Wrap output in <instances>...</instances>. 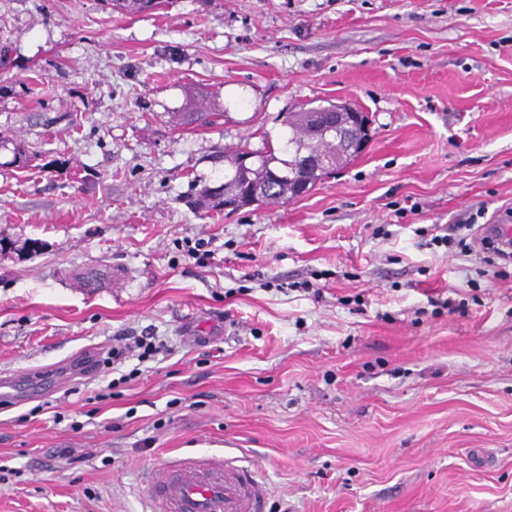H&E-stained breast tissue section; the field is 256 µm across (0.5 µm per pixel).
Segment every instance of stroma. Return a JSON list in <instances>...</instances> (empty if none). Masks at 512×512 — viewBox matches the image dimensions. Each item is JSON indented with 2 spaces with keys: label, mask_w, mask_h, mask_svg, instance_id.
Returning a JSON list of instances; mask_svg holds the SVG:
<instances>
[{
  "label": "stroma",
  "mask_w": 512,
  "mask_h": 512,
  "mask_svg": "<svg viewBox=\"0 0 512 512\" xmlns=\"http://www.w3.org/2000/svg\"><path fill=\"white\" fill-rule=\"evenodd\" d=\"M1 46L0 373L158 351L0 404V512H146L189 452L253 464L267 512H512V266L428 246L512 209V0H0ZM200 90L223 125L177 124ZM316 99L368 113L356 160L194 207ZM112 11L124 15H140L149 10H157L166 5L167 0H102ZM131 338L133 339L132 342L112 346V352L109 353L108 357L105 358L103 362L106 368L112 367V370H114V365L121 364L126 358L137 356L138 359H143L156 352V346L150 340L153 338L151 336H128L119 338L117 341L130 340ZM136 351H139V353L135 354Z\"/></svg>",
  "instance_id": "stroma-1"
}]
</instances>
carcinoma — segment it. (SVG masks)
<instances>
[{
  "mask_svg": "<svg viewBox=\"0 0 512 512\" xmlns=\"http://www.w3.org/2000/svg\"><path fill=\"white\" fill-rule=\"evenodd\" d=\"M112 10L124 15H140L150 10H157L166 5L167 0H102ZM334 103L303 104L296 112H290L283 120L288 127V137L279 147L273 146V136L270 131L261 133L262 147L251 149L244 145L235 150L231 155L224 157L228 167L224 169V182L226 188L232 190L236 187L239 175V160L246 155H253L257 164L252 168L253 183L259 189V193L253 199L257 206L263 204H275L280 201H288L299 196L297 185L307 183L315 186L325 178L331 176L337 169L349 164L356 159V155L348 151L343 142L329 134L325 137H316L314 125L319 116H326L336 111ZM224 113L212 108L205 99H197L191 102L190 109L182 113V121L186 125L198 127H214L223 120ZM310 151L318 158L331 162L325 167L312 166L308 169H298L288 177L274 180L270 176L273 170L284 171L291 164L293 153L297 149Z\"/></svg>",
  "mask_w": 512,
  "mask_h": 512,
  "instance_id": "1",
  "label": "carcinoma"
}]
</instances>
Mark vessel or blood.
I'll list each match as a JSON object with an SVG mask.
<instances>
[{
	"label": "vessel or blood",
	"instance_id": "vessel-or-blood-1",
	"mask_svg": "<svg viewBox=\"0 0 512 512\" xmlns=\"http://www.w3.org/2000/svg\"><path fill=\"white\" fill-rule=\"evenodd\" d=\"M52 368L0 375V399L15 402L55 384ZM150 512H264V484L236 460L185 454L153 469L145 484Z\"/></svg>",
	"mask_w": 512,
	"mask_h": 512
}]
</instances>
